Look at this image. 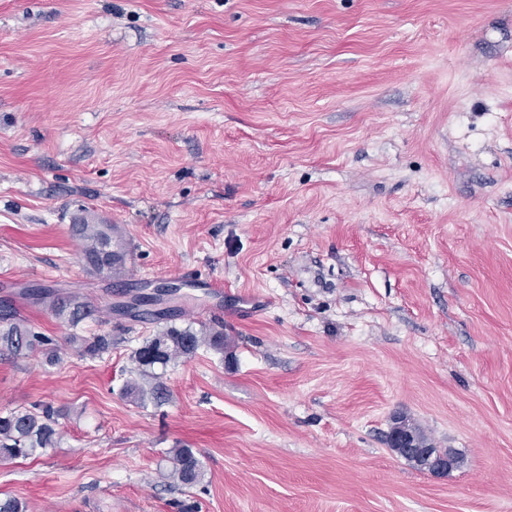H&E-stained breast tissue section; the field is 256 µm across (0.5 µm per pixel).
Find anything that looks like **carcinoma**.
Returning a JSON list of instances; mask_svg holds the SVG:
<instances>
[{"instance_id": "obj_1", "label": "carcinoma", "mask_w": 512, "mask_h": 512, "mask_svg": "<svg viewBox=\"0 0 512 512\" xmlns=\"http://www.w3.org/2000/svg\"><path fill=\"white\" fill-rule=\"evenodd\" d=\"M73 232L82 243L81 253L87 268L104 278L112 277V271L122 264L121 256L112 251V225L74 224ZM25 297L35 305L48 309L57 317H66L76 326L92 311L85 302L75 296H64L57 291L33 289ZM52 339L32 332L26 320L11 306H0V350L15 355L30 352L38 346H49ZM218 351L224 349L221 333L200 336L190 327H169L156 336L147 338L134 352L133 360L141 377H150L155 383L145 388L132 380L125 387L126 394L136 401L147 396L158 397L163 389L155 368H165L181 358H190L202 345ZM111 338L91 336L85 339L84 353L95 356L109 349ZM62 410L49 402L34 403L27 408H18L0 414V458H30L46 448H54L60 440L57 429ZM172 468L169 477L184 486L192 487L202 478L201 463L188 448H173L169 451Z\"/></svg>"}]
</instances>
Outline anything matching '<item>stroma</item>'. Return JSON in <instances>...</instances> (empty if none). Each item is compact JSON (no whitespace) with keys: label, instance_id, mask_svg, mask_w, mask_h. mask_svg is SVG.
I'll return each instance as SVG.
<instances>
[{"label":"stroma","instance_id":"obj_1","mask_svg":"<svg viewBox=\"0 0 512 512\" xmlns=\"http://www.w3.org/2000/svg\"><path fill=\"white\" fill-rule=\"evenodd\" d=\"M90 217L123 284L85 266ZM165 282L224 349L140 405L165 324L116 306ZM3 301L53 344L0 353V412L67 411L0 460L27 512H512V0H0ZM396 416L457 467L398 457ZM73 224L72 229L82 243L81 253L87 268L103 278H112V271L122 264V258L112 251V239L126 253L124 265L114 277L121 276L127 265V241L112 224ZM112 227L114 230H112ZM24 295L33 304L41 305L57 317L67 316L73 326L92 314L87 303L79 301L76 296H62L58 290L33 289L26 291ZM172 468L169 477L180 482L183 486L192 487L202 478L201 463L188 448H174L169 451Z\"/></svg>","mask_w":512,"mask_h":512}]
</instances>
